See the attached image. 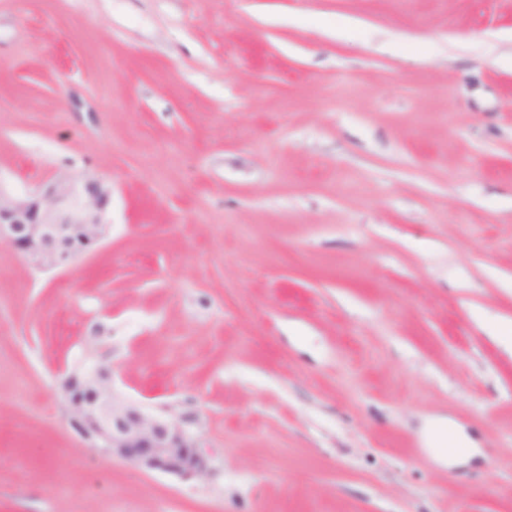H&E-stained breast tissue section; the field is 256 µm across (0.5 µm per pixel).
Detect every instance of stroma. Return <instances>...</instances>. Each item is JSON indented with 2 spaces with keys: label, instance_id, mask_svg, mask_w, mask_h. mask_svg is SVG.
I'll return each mask as SVG.
<instances>
[{
  "label": "stroma",
  "instance_id": "1",
  "mask_svg": "<svg viewBox=\"0 0 512 512\" xmlns=\"http://www.w3.org/2000/svg\"><path fill=\"white\" fill-rule=\"evenodd\" d=\"M60 171L108 234L0 242V512H512V0H0V184ZM86 359L211 475L89 447ZM448 424L444 423L438 424L436 427L431 428L426 433V443L429 448L436 454L444 456V448H462L461 451L457 450H448V461L451 464L457 463L459 461H466L469 459L474 453V447H463L464 441L460 437L456 435H451L448 437ZM436 435V442L439 444L437 446L433 441V435ZM447 433V435H446ZM448 440V441H447ZM440 447V448H437Z\"/></svg>",
  "mask_w": 512,
  "mask_h": 512
}]
</instances>
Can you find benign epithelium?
Instances as JSON below:
<instances>
[{"label":"benign epithelium","instance_id":"7a95c632","mask_svg":"<svg viewBox=\"0 0 512 512\" xmlns=\"http://www.w3.org/2000/svg\"><path fill=\"white\" fill-rule=\"evenodd\" d=\"M111 197L106 180L69 172L26 194L0 187V241L37 268L63 267L100 245ZM62 388L71 422L91 446L145 471L196 480L209 474L207 455L190 430L118 397L111 368L87 366L68 376Z\"/></svg>","mask_w":512,"mask_h":512}]
</instances>
